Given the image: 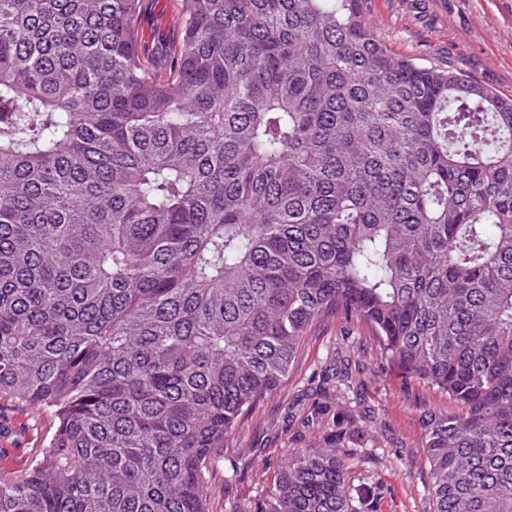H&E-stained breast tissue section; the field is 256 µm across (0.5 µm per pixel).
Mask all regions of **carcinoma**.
<instances>
[{"label":"carcinoma","mask_w":512,"mask_h":512,"mask_svg":"<svg viewBox=\"0 0 512 512\" xmlns=\"http://www.w3.org/2000/svg\"><path fill=\"white\" fill-rule=\"evenodd\" d=\"M0 0V406L52 424L0 512H209L328 317L448 398L433 512H512V98L367 0ZM298 451L264 512H364ZM176 10V0L146 1L145 9L138 19L141 43L151 49L162 35L170 39L177 38L178 31L173 26Z\"/></svg>","instance_id":"carcinoma-1"}]
</instances>
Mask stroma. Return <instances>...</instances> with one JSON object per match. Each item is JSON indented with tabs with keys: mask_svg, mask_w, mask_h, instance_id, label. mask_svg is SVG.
<instances>
[{
	"mask_svg": "<svg viewBox=\"0 0 512 512\" xmlns=\"http://www.w3.org/2000/svg\"><path fill=\"white\" fill-rule=\"evenodd\" d=\"M367 9L379 38L395 51L512 97V0H369ZM176 10V0H147L138 19L143 45L177 37ZM345 366L351 379L341 386L336 373ZM423 405L443 410L448 401L382 363L362 323L325 320L309 333L283 387L225 448L210 512H263L282 462L328 447L346 453L354 496L378 493V512H433ZM339 413L372 416L373 425L358 436L336 435L328 423ZM50 434L49 422H35L27 410L0 408V468L24 467Z\"/></svg>",
	"mask_w": 512,
	"mask_h": 512,
	"instance_id": "stroma-1",
	"label": "stroma"
}]
</instances>
